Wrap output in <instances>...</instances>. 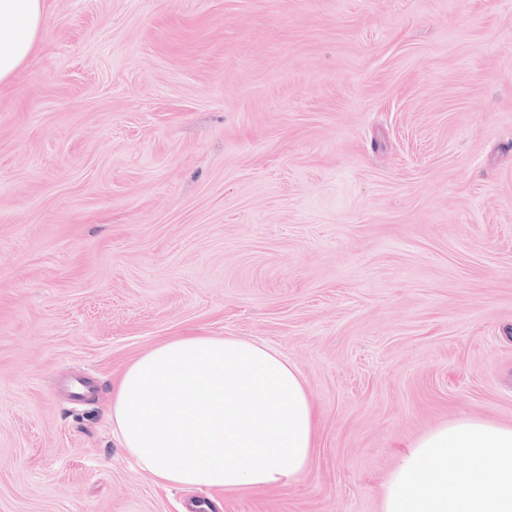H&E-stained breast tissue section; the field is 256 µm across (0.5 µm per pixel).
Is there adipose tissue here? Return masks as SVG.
Wrapping results in <instances>:
<instances>
[{
  "mask_svg": "<svg viewBox=\"0 0 512 512\" xmlns=\"http://www.w3.org/2000/svg\"><path fill=\"white\" fill-rule=\"evenodd\" d=\"M43 19L42 0H0V84L31 55ZM112 425L161 485L279 488L305 472L317 446L300 370L235 337L183 336L138 359L114 393Z\"/></svg>",
  "mask_w": 512,
  "mask_h": 512,
  "instance_id": "ef3b65f1",
  "label": "adipose tissue"
}]
</instances>
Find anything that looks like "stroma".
<instances>
[{"label": "stroma", "mask_w": 512, "mask_h": 512, "mask_svg": "<svg viewBox=\"0 0 512 512\" xmlns=\"http://www.w3.org/2000/svg\"><path fill=\"white\" fill-rule=\"evenodd\" d=\"M0 87V512H381L512 427V0H43ZM179 336L301 371L288 486L163 487L112 430Z\"/></svg>", "instance_id": "35a3bbf8"}]
</instances>
